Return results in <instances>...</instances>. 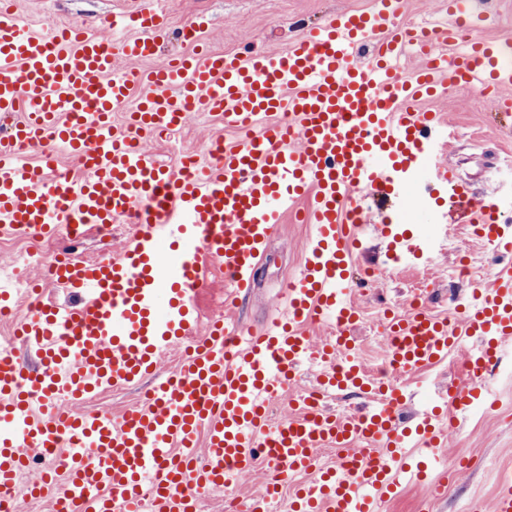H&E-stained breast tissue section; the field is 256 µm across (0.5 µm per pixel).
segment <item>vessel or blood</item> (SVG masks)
Masks as SVG:
<instances>
[{"instance_id":"1","label":"vessel or blood","mask_w":512,"mask_h":512,"mask_svg":"<svg viewBox=\"0 0 512 512\" xmlns=\"http://www.w3.org/2000/svg\"><path fill=\"white\" fill-rule=\"evenodd\" d=\"M402 8L403 0H375L369 10L336 13L281 51L197 47L160 65L168 27L151 0H129L116 24L131 35L113 45L77 24L31 33L13 0H0V235L50 239L135 222L121 256L52 261L47 279L70 302L41 303L15 332L35 366L0 347L1 495L37 453L49 463L27 496L50 500L52 512H140L145 500L151 512H196L199 493L234 492L246 472L270 461L273 481L244 512H269L276 481L302 472L311 478L292 512H378L401 475L435 495L465 469L464 459L435 453L446 436L436 407L416 426L423 464L406 470V434L396 422L404 390L378 397L376 377L358 361L334 366L358 320L349 296L353 246L374 231L392 262L425 251L397 225L355 217L363 197L398 201L436 148L444 122L414 111L415 102L448 84L512 94V42L477 37L484 19L471 0H445L446 19L428 38L422 26L401 22ZM410 53L423 64L408 81L400 70ZM119 57L153 67L132 77L116 71ZM198 103L220 113L233 137L189 174L155 162L144 141L183 125ZM118 111L124 123L113 122ZM59 144L88 179L60 173ZM33 146L38 163H20V151ZM431 182L453 191L443 220L465 219L497 254H512V218L499 198L469 195L449 167L435 168ZM302 197L301 221L315 235L283 308L257 332L216 319L199 333L211 263L232 295L248 292L269 235ZM311 323L336 334L313 345ZM385 330L386 363L396 372L428 368L476 342L462 362L468 384L441 394L466 414L488 399L485 380L501 340L512 336V265H495L492 288L456 322L416 309L388 316ZM176 351L177 372L159 377ZM310 358L319 364L314 388L297 391L289 414L271 420L272 401ZM149 378L146 405L116 417L84 407L95 393ZM350 387L367 399L355 412L339 415L314 400ZM326 447L336 465L321 464Z\"/></svg>"}]
</instances>
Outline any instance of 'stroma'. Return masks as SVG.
Here are the masks:
<instances>
[{"label": "stroma", "instance_id": "obj_1", "mask_svg": "<svg viewBox=\"0 0 512 512\" xmlns=\"http://www.w3.org/2000/svg\"><path fill=\"white\" fill-rule=\"evenodd\" d=\"M473 2L475 9L487 18L482 37L512 41V0ZM123 4L124 0H16L18 18L31 31L49 34V22L55 17L74 21L106 40L113 36L109 21L122 10ZM161 5L169 28H177L194 16H204L209 22V50L233 53L253 47L284 49L297 34L295 21L316 24L341 11L371 8L373 0H161ZM416 108L441 113L451 131L450 138L434 155L435 163L449 165L462 174L472 196L480 198L494 193L512 203V178L501 172L503 158L512 157V115L506 114L498 101L485 99L481 92H467L450 85L438 97L417 102ZM224 133L218 113L202 112L179 130L177 140L180 146L202 154L213 138ZM442 230L453 246L440 254L435 268L426 269L416 262L389 270L387 244L377 237L369 238L360 250L354 251L351 261L355 267L375 272L367 290L351 293L360 313L351 331L356 339L354 356L365 367H373L380 355L383 333L378 321L384 309L406 312L412 293L422 290L427 292L435 315L443 317L453 311L454 298L461 287L449 284L440 269L458 261L462 252H471L476 257L473 286L490 288L491 264L496 258L493 247L469 235L464 225L447 223ZM133 233V228L118 224L107 238L93 230L76 240L59 236L49 241L32 238L20 242L5 235L0 237V277L41 276V268L23 263L26 252L32 248H64L71 256L84 259L117 257ZM312 235L307 224L288 218L278 224L267 242L266 256L260 265L262 274L254 279L238 308L227 305L224 273L214 271L200 296L204 319L224 318L253 331L261 329L283 306L281 286L297 275ZM462 378L457 361L403 374L404 421H412L422 412L429 391L444 389ZM492 384L498 399L495 407L473 408L447 426L441 455L450 458L463 452L470 458L471 466L453 478L446 496L435 498L426 486L405 483L393 497L380 503V512H458L479 500L492 504L503 480L512 477V339L502 345V360Z\"/></svg>", "mask_w": 512, "mask_h": 512}]
</instances>
